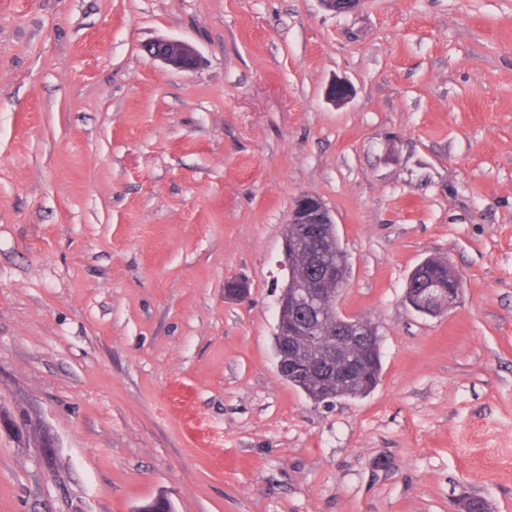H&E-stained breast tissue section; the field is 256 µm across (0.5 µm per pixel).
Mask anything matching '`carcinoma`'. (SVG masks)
<instances>
[{
	"mask_svg": "<svg viewBox=\"0 0 512 512\" xmlns=\"http://www.w3.org/2000/svg\"><path fill=\"white\" fill-rule=\"evenodd\" d=\"M325 235L327 248L322 257L323 262L343 266L342 278L331 286L332 299L322 308L318 321L313 327L312 337L296 339L295 345L290 349L280 344V336H274L278 365L286 367L290 363H295L307 369L303 374L283 372L282 378L315 404L333 402L337 399L366 397L377 387L381 374V337L377 330L369 337V344L366 347L353 351L355 361L366 360L358 376L349 380L336 381L321 375V370L316 368V365L325 363L331 358L332 349L336 344L334 331L338 321L345 318V315L336 308V299L349 275L347 254L340 244L336 225H327ZM424 276L437 284L454 276V272L446 261L428 259L415 268L408 287L411 288L419 283Z\"/></svg>",
	"mask_w": 512,
	"mask_h": 512,
	"instance_id": "cac0c4a2",
	"label": "carcinoma"
}]
</instances>
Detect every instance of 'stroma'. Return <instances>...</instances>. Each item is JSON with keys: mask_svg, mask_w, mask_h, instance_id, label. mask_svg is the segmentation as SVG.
<instances>
[{"mask_svg": "<svg viewBox=\"0 0 512 512\" xmlns=\"http://www.w3.org/2000/svg\"><path fill=\"white\" fill-rule=\"evenodd\" d=\"M302 193L382 339L378 387L330 407L273 348ZM429 257L462 281L437 316L405 300ZM160 495L512 512V0H0V512ZM148 52L154 60L176 71H193L198 62L196 48L183 39L159 40L149 47Z\"/></svg>", "mask_w": 512, "mask_h": 512, "instance_id": "35a3bbf8", "label": "stroma"}]
</instances>
